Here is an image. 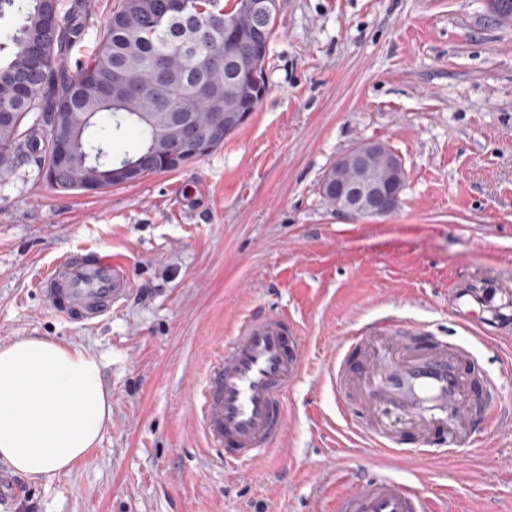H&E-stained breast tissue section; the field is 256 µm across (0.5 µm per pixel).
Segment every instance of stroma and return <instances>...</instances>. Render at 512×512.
Returning a JSON list of instances; mask_svg holds the SVG:
<instances>
[{
    "label": "stroma",
    "instance_id": "stroma-1",
    "mask_svg": "<svg viewBox=\"0 0 512 512\" xmlns=\"http://www.w3.org/2000/svg\"><path fill=\"white\" fill-rule=\"evenodd\" d=\"M119 0H88L67 62L98 47ZM489 0H279L250 120L209 155L100 194L0 177V345L47 336L95 355L111 397L102 440L66 473L26 480L0 512H333L366 470L320 373L340 337L392 315L467 347L508 423L452 437L398 470L446 512H512V23ZM369 140L403 160L401 206L338 213L321 177ZM122 258L133 289L93 324L37 291L72 251ZM265 305L305 338L285 438L231 475L188 407L204 356Z\"/></svg>",
    "mask_w": 512,
    "mask_h": 512
}]
</instances>
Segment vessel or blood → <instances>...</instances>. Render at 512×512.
Here are the masks:
<instances>
[{"label":"vessel or blood","instance_id":"1","mask_svg":"<svg viewBox=\"0 0 512 512\" xmlns=\"http://www.w3.org/2000/svg\"><path fill=\"white\" fill-rule=\"evenodd\" d=\"M131 281L122 261L112 254L77 250L52 262L39 280V291L54 311L88 324L109 317L126 299ZM382 332L397 351L394 359L368 366L364 408L349 400L357 354L369 333L360 329L336 346L323 378L336 395L339 411L352 432L365 440L374 462L387 466L414 459V445L446 440L444 420L469 426L474 416L490 422L491 403L474 409L483 375L471 352L410 350L420 341L417 322L384 319ZM305 365L298 326L285 312L265 306L240 319L224 346L205 358L201 382L190 390V412L216 462L234 472L264 458L286 434L288 391ZM390 413L402 420L408 438L377 428L372 414ZM335 512H437L434 501L406 481L392 476L356 478L337 491Z\"/></svg>","mask_w":512,"mask_h":512}]
</instances>
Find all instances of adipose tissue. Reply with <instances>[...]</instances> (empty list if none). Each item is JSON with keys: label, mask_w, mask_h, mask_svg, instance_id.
Wrapping results in <instances>:
<instances>
[{"label": "adipose tissue", "mask_w": 512, "mask_h": 512, "mask_svg": "<svg viewBox=\"0 0 512 512\" xmlns=\"http://www.w3.org/2000/svg\"><path fill=\"white\" fill-rule=\"evenodd\" d=\"M111 412L90 353L33 336L0 346V459L17 472H69L100 442Z\"/></svg>", "instance_id": "obj_1"}]
</instances>
